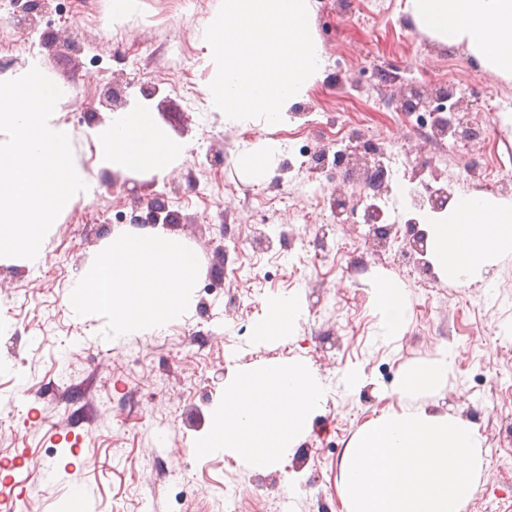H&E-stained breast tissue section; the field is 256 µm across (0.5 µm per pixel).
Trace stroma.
Returning a JSON list of instances; mask_svg holds the SVG:
<instances>
[{"label": "stroma", "mask_w": 512, "mask_h": 512, "mask_svg": "<svg viewBox=\"0 0 512 512\" xmlns=\"http://www.w3.org/2000/svg\"><path fill=\"white\" fill-rule=\"evenodd\" d=\"M343 2L336 9L316 0L325 80L294 105L287 126L248 131L208 111L201 92L209 77L199 66L204 24L221 0H201L194 12L181 0H141L138 12L119 18L112 0H51L52 35L42 47L18 20L0 18V78L21 73L36 54L70 83L60 117L93 179L89 200L52 225L39 265L0 263V481L17 482L0 497V512H210L227 484L237 487L234 512H344L346 450L392 402L402 367L443 351L455 357L447 385L408 404L461 417L480 434L477 490L463 512H512V458L498 449L512 442V254L481 281L446 280L369 241L367 225L326 224L333 190L352 195L363 183L310 167L313 152L357 135L414 164L434 162L441 182L453 183L454 168L434 161L442 146L399 115L393 91L417 79L431 92L473 81L470 112L488 135L462 148L474 164L463 190L485 192L502 167L512 168V107H498L512 80L413 28L405 0H383L377 12L371 0ZM110 86L123 90L126 105L149 104L185 144L164 178L97 167L86 130L106 123ZM268 140L279 145L275 172L256 184L236 156ZM155 191L174 214L165 233L201 265L198 302L163 333L108 340L104 318L74 315L71 285ZM376 275L404 288L410 303L405 330L392 340L380 327ZM289 294L305 308L292 339L254 347L263 299ZM294 359L315 366L331 395L293 456L253 472L232 456L194 451L230 372ZM358 368L365 381L349 388L343 376Z\"/></svg>", "instance_id": "35a3bbf8"}]
</instances>
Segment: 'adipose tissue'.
I'll return each mask as SVG.
<instances>
[{"instance_id":"ef3b65f1","label":"adipose tissue","mask_w":512,"mask_h":512,"mask_svg":"<svg viewBox=\"0 0 512 512\" xmlns=\"http://www.w3.org/2000/svg\"><path fill=\"white\" fill-rule=\"evenodd\" d=\"M411 24L439 43L465 48L497 75L512 78V0H405ZM100 167L166 176L185 145L155 121L148 104L114 112L105 125L88 129ZM428 250L447 279L471 282L497 259L512 253V204L481 193L457 196L446 214L426 224ZM383 327L407 323L402 289L382 279L374 288ZM302 314L299 303L277 296L264 304L253 340H288ZM330 390L300 361L270 363L234 375L198 448L233 456L249 470H266L288 459Z\"/></svg>"}]
</instances>
